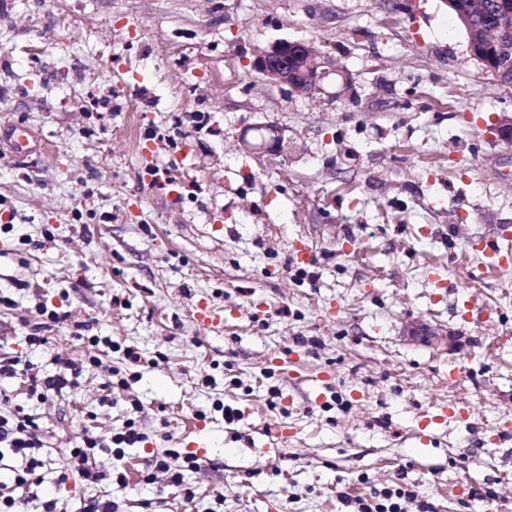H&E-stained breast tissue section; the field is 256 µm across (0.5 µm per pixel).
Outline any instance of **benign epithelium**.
<instances>
[{
	"label": "benign epithelium",
	"mask_w": 512,
	"mask_h": 512,
	"mask_svg": "<svg viewBox=\"0 0 512 512\" xmlns=\"http://www.w3.org/2000/svg\"><path fill=\"white\" fill-rule=\"evenodd\" d=\"M471 56L482 68L494 74L499 80H512V25H498L493 29L491 41L479 44L469 42ZM253 67L268 81L298 93L321 89V83L329 75L341 78L342 85H348L347 74L330 69L321 56L305 41L282 40L262 51L254 60ZM266 135L258 147L277 154L286 153L285 146L272 126H264ZM407 335L414 339L430 341L440 333L424 324H411Z\"/></svg>",
	"instance_id": "1"
}]
</instances>
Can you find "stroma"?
I'll list each match as a JSON object with an SVG mask.
<instances>
[{"instance_id": "stroma-1", "label": "stroma", "mask_w": 512, "mask_h": 512, "mask_svg": "<svg viewBox=\"0 0 512 512\" xmlns=\"http://www.w3.org/2000/svg\"><path fill=\"white\" fill-rule=\"evenodd\" d=\"M280 40L349 89L266 81ZM505 113L443 0H0V361L79 370L0 381L24 512H512ZM88 431L123 482L61 479ZM19 364V360L4 364L0 362V377L13 378L22 372V374L26 376L28 387L32 394L40 396L43 395L44 389H56L60 391L75 384L74 376H76L77 373L74 372L71 365L66 361L59 360L57 362V364H59V371L50 379H41L38 374H29V364L23 369L19 368ZM12 421L9 419H0V444L9 448L14 455L22 457V465L17 470L14 479V489H24L33 484L37 479L32 476L36 469L40 467L41 460L35 457V452L42 449L39 437L36 433V424L34 420L28 418L21 412H17ZM25 461V465H23Z\"/></svg>"}]
</instances>
